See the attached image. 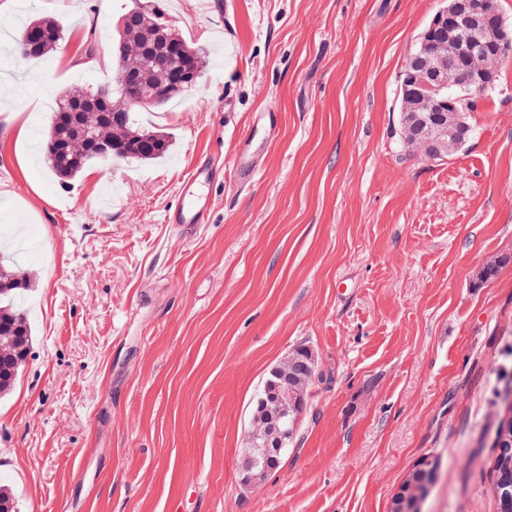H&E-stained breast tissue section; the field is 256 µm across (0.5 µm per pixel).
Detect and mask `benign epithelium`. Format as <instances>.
<instances>
[{"mask_svg":"<svg viewBox=\"0 0 512 512\" xmlns=\"http://www.w3.org/2000/svg\"><path fill=\"white\" fill-rule=\"evenodd\" d=\"M507 36L500 0H457L433 16L423 48L409 57L405 71L404 111L411 116L402 138L409 151L433 161L468 140L469 129L455 122L457 108L448 93L463 86L486 89L487 78L498 72ZM272 375L263 414L245 436L248 455L239 470L245 488L259 487L278 468V457L294 437L296 415L306 403L307 383L296 376L291 354ZM425 492L420 484L407 485L390 512H417Z\"/></svg>","mask_w":512,"mask_h":512,"instance_id":"1","label":"benign epithelium"}]
</instances>
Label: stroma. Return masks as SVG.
<instances>
[{"label":"stroma","instance_id":"obj_1","mask_svg":"<svg viewBox=\"0 0 512 512\" xmlns=\"http://www.w3.org/2000/svg\"><path fill=\"white\" fill-rule=\"evenodd\" d=\"M131 0H15L66 41L0 98V235L32 244L34 336L0 397V482L18 512H389L438 463L421 512H498L512 415V57L467 149L399 141L400 75L443 0H165L205 58L174 107L139 116L168 158L93 164L62 189L33 156L57 93L110 83ZM102 51L87 61L84 41ZM19 114L24 129L11 125ZM255 174L240 182L231 161ZM223 177L209 223L168 211L192 167ZM497 265L494 276L481 271ZM323 382L258 489L238 468L254 399L295 348ZM496 455L492 466L496 478H507L509 474L512 476V431L510 439L501 441V446L497 448Z\"/></svg>","mask_w":512,"mask_h":512}]
</instances>
